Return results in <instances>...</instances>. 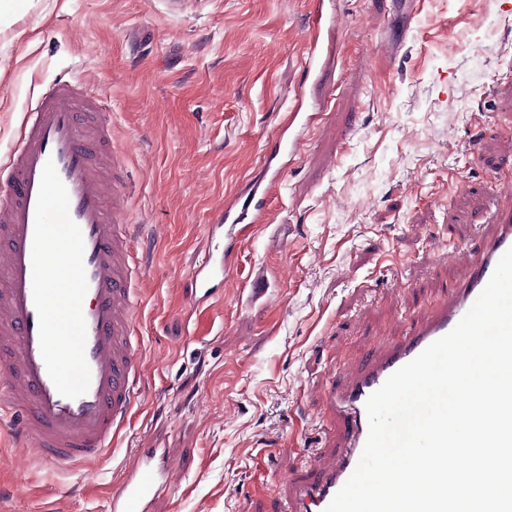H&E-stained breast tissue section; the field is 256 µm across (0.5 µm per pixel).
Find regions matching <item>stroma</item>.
<instances>
[{"label":"stroma","mask_w":512,"mask_h":512,"mask_svg":"<svg viewBox=\"0 0 512 512\" xmlns=\"http://www.w3.org/2000/svg\"><path fill=\"white\" fill-rule=\"evenodd\" d=\"M338 7L315 84L299 51L308 0H34L0 31V158L55 77L96 90L146 267L144 371L115 450L92 470L46 467L0 423V512H107L136 448L178 466L153 512H286L289 484L339 445L325 384L447 298L461 273L449 246L480 236L494 177L512 170V141L493 127L512 114V85L492 86L512 69V0ZM301 94L323 108L271 207L288 234L257 233L238 258V277L266 269L273 305L228 288L185 311L214 208L262 172Z\"/></svg>","instance_id":"stroma-1"}]
</instances>
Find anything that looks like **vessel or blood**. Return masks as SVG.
Segmentation results:
<instances>
[{"label": "vessel or blood", "mask_w": 512, "mask_h": 512, "mask_svg": "<svg viewBox=\"0 0 512 512\" xmlns=\"http://www.w3.org/2000/svg\"><path fill=\"white\" fill-rule=\"evenodd\" d=\"M335 27V8L311 0L302 51L307 75L319 67L324 32ZM317 119L295 105L266 154L264 178L216 206L208 247L188 275L190 307H210L234 286L241 246L269 223L285 167L302 156ZM123 168L104 100L62 76L41 90L0 168V391L15 415V442L50 467L104 459L130 417L143 371ZM494 207L489 232L460 250L463 276L447 301L409 319L343 388L327 390L342 447L333 458L315 456L318 479L291 486L289 512H326L366 444L369 396L458 324L512 248V177L500 179ZM173 485L164 449H135L112 486L110 512H151Z\"/></svg>", "instance_id": "vessel-or-blood-1"}]
</instances>
